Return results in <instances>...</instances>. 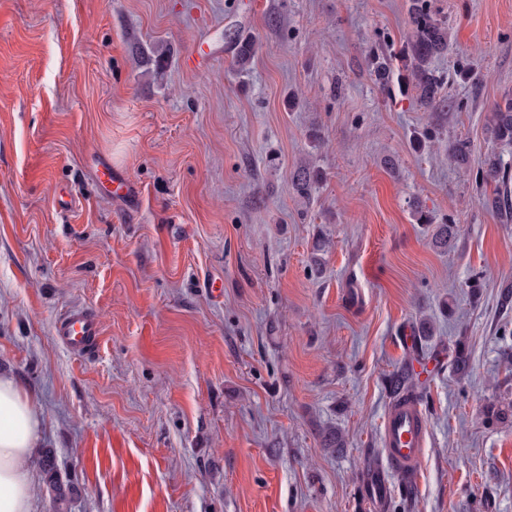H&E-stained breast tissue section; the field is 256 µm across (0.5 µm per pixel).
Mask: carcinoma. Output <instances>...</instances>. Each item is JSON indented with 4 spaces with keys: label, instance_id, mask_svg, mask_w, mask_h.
I'll return each mask as SVG.
<instances>
[{
    "label": "carcinoma",
    "instance_id": "carcinoma-1",
    "mask_svg": "<svg viewBox=\"0 0 512 512\" xmlns=\"http://www.w3.org/2000/svg\"><path fill=\"white\" fill-rule=\"evenodd\" d=\"M412 25L413 34L402 52V78L416 91L423 104L432 106L440 100V82L432 69V61L448 50V28L418 2L412 9ZM133 51L141 61L153 66L155 71L163 69L164 51L158 48L148 51L140 46L133 47ZM487 130L491 140L502 144L512 143V98L497 104L489 117ZM448 155L456 165L470 167V142L462 139L454 141L448 149ZM508 171L509 166L496 153H488L481 160L482 181L496 184L492 194L483 196V205L506 220L512 219V189L508 187ZM290 181L296 194L306 198L318 183L319 175L306 167H300L291 174ZM456 235L457 225L440 224L435 234V244L439 248H446L452 244ZM452 368L459 376L467 375L469 354L462 340L455 344L452 351ZM386 385L393 399L406 396L418 401L421 398L415 391L416 378L405 363L387 375ZM321 441L323 447L336 452L346 447L343 433L334 427L322 430ZM40 489L49 495L54 512H71L72 503L78 494L77 486L63 478L55 454L44 448L40 452Z\"/></svg>",
    "mask_w": 512,
    "mask_h": 512
}]
</instances>
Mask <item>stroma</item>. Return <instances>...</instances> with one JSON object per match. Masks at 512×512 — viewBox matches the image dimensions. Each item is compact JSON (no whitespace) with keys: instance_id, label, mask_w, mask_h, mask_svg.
<instances>
[{"instance_id":"obj_1","label":"stroma","mask_w":512,"mask_h":512,"mask_svg":"<svg viewBox=\"0 0 512 512\" xmlns=\"http://www.w3.org/2000/svg\"><path fill=\"white\" fill-rule=\"evenodd\" d=\"M426 5L448 29L432 107L372 66L401 70L412 0H0V371L40 407L72 512H378L385 376L423 318L421 349L465 338L470 373L423 382L415 497L390 474L392 512H512V423L483 414L512 402V223L448 159L465 139L512 166L486 131L512 97V0ZM157 42L160 80L130 49ZM104 158L132 196L99 189ZM73 307L101 325L82 355L52 334ZM291 187L302 198L309 197L319 181L318 173L309 168L300 167L291 174Z\"/></svg>"}]
</instances>
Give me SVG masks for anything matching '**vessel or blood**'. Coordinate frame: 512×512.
<instances>
[{"label": "vessel or blood", "instance_id": "1", "mask_svg": "<svg viewBox=\"0 0 512 512\" xmlns=\"http://www.w3.org/2000/svg\"><path fill=\"white\" fill-rule=\"evenodd\" d=\"M100 175L102 183L111 185L113 197L121 198L131 193L130 181L124 175L114 172L111 165H102ZM52 332L63 346L81 354L98 345L101 326L94 313L77 307L57 316ZM425 439L426 422L419 406L412 402L392 403L382 433L388 467L384 470L373 469L365 479L372 500H379L386 493V471L416 468Z\"/></svg>", "mask_w": 512, "mask_h": 512}]
</instances>
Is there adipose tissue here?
Masks as SVG:
<instances>
[{
  "label": "adipose tissue",
  "instance_id": "obj_1",
  "mask_svg": "<svg viewBox=\"0 0 512 512\" xmlns=\"http://www.w3.org/2000/svg\"><path fill=\"white\" fill-rule=\"evenodd\" d=\"M42 411L10 374L0 373V512H32Z\"/></svg>",
  "mask_w": 512,
  "mask_h": 512
}]
</instances>
